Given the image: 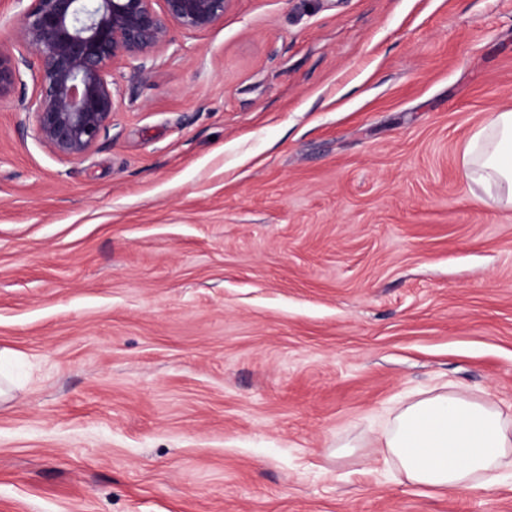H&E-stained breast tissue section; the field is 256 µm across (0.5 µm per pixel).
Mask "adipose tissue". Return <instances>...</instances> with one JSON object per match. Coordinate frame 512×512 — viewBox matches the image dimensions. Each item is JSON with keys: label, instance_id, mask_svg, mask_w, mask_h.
Instances as JSON below:
<instances>
[{"label": "adipose tissue", "instance_id": "adipose-tissue-1", "mask_svg": "<svg viewBox=\"0 0 512 512\" xmlns=\"http://www.w3.org/2000/svg\"><path fill=\"white\" fill-rule=\"evenodd\" d=\"M460 163L478 201L512 210V110L489 113L465 142ZM378 444L411 484L484 491L512 465V415L493 399L442 391L402 407Z\"/></svg>", "mask_w": 512, "mask_h": 512}]
</instances>
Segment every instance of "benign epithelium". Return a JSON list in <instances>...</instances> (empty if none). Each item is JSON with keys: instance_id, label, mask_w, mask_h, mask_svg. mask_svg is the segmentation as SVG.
Returning <instances> with one entry per match:
<instances>
[{"instance_id": "7a95c632", "label": "benign epithelium", "mask_w": 512, "mask_h": 512, "mask_svg": "<svg viewBox=\"0 0 512 512\" xmlns=\"http://www.w3.org/2000/svg\"><path fill=\"white\" fill-rule=\"evenodd\" d=\"M21 8L11 45L0 42V97L31 94L21 109L37 142L62 160L97 147L117 106L112 70L134 73L172 41L174 30L205 31L224 20L232 0H15Z\"/></svg>"}]
</instances>
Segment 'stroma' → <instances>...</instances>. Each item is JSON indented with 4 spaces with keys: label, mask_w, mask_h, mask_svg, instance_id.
I'll use <instances>...</instances> for the list:
<instances>
[{
    "label": "stroma",
    "mask_w": 512,
    "mask_h": 512,
    "mask_svg": "<svg viewBox=\"0 0 512 512\" xmlns=\"http://www.w3.org/2000/svg\"><path fill=\"white\" fill-rule=\"evenodd\" d=\"M85 158L0 99V512H512L377 439L512 411V210L459 154L512 109V0H232Z\"/></svg>",
    "instance_id": "stroma-1"
}]
</instances>
